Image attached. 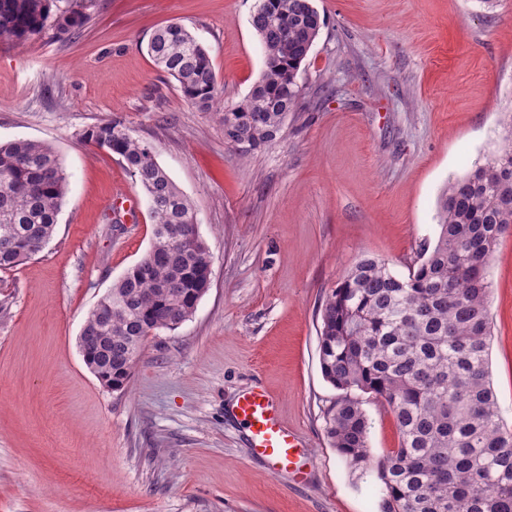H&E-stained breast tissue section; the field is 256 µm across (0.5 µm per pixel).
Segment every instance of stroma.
<instances>
[{
	"label": "stroma",
	"mask_w": 512,
	"mask_h": 512,
	"mask_svg": "<svg viewBox=\"0 0 512 512\" xmlns=\"http://www.w3.org/2000/svg\"><path fill=\"white\" fill-rule=\"evenodd\" d=\"M256 0H58L88 22L0 40V142L51 145L68 177L53 238L0 272V512H381L378 465L400 437L371 400V463L326 436L319 309L360 256L406 274L434 242L449 180L494 150L512 111V0H314L324 24L280 137L239 157L222 117L263 50ZM177 22L207 49L222 105L203 112L153 64ZM117 120L193 204L214 261L189 320L148 336L128 388L103 386L78 337L148 252L152 218L120 157L80 140ZM133 195L137 219L113 223ZM490 368L512 428V235L488 270ZM306 442L308 483L252 457L233 406L253 385Z\"/></svg>",
	"instance_id": "1"
}]
</instances>
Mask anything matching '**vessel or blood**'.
Instances as JSON below:
<instances>
[{
    "label": "vessel or blood",
    "instance_id": "b4317fda",
    "mask_svg": "<svg viewBox=\"0 0 512 512\" xmlns=\"http://www.w3.org/2000/svg\"><path fill=\"white\" fill-rule=\"evenodd\" d=\"M235 414L247 430L252 454L264 460L273 473L307 478L305 444L282 421L277 403L268 391L257 386L242 394Z\"/></svg>",
    "mask_w": 512,
    "mask_h": 512
}]
</instances>
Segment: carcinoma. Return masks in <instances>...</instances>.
I'll list each match as a JSON object with an SVG mask.
<instances>
[{
    "label": "carcinoma",
    "mask_w": 512,
    "mask_h": 512,
    "mask_svg": "<svg viewBox=\"0 0 512 512\" xmlns=\"http://www.w3.org/2000/svg\"><path fill=\"white\" fill-rule=\"evenodd\" d=\"M54 0H0V38L22 45L51 27L71 38L87 17L52 15ZM251 26L264 66L248 96L224 113L246 157L280 135L300 95L299 69L319 34L313 0H257ZM147 51L202 111L221 100L205 47L185 26L158 28ZM80 140L112 152L144 191L154 222L146 256L89 312L85 333L102 340L91 363L125 390L152 332L175 330L210 288L213 256L190 227L191 203L153 148L117 121ZM68 187L54 148L0 144V271L36 256L53 237ZM512 228V120L498 150L443 188L438 234L406 275L361 256L326 297L319 329L324 378L341 394L325 411L332 447L353 467L370 463L363 395L393 414L400 445L381 462L383 512H512V430L504 426L489 357L488 268Z\"/></svg>",
    "instance_id": "obj_1"
}]
</instances>
